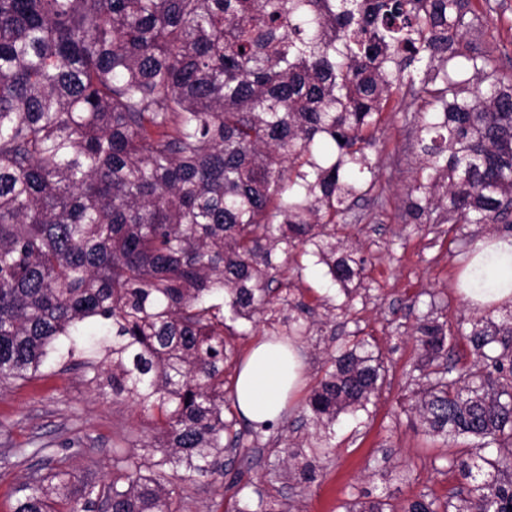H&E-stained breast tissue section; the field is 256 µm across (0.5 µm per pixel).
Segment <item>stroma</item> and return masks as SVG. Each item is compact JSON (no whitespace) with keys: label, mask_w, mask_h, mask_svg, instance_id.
I'll return each mask as SVG.
<instances>
[{"label":"stroma","mask_w":512,"mask_h":512,"mask_svg":"<svg viewBox=\"0 0 512 512\" xmlns=\"http://www.w3.org/2000/svg\"><path fill=\"white\" fill-rule=\"evenodd\" d=\"M490 22L477 46L491 54L501 72L512 74V0H471ZM421 101L395 104L383 113L370 157L381 189L360 201L341 235L364 258L361 285L344 299L330 284L326 268L296 256L278 274L288 303L277 305L271 319L234 322L235 357L224 365L234 377L237 360L261 336L283 335L291 321L302 330L293 337L303 355L305 386L313 388L328 368V358L346 337L367 339L383 354L386 383L368 411L341 415L331 448L321 454L313 481L306 482L273 452L272 433L246 436L248 456L234 457L225 476L193 486L183 512H205L212 501L262 493L282 512H345L346 502L364 494L394 508L426 494L446 500L462 483L449 470V446L422 429L408 396L422 373L415 329L432 315L448 330L481 316L459 290L474 244L502 225L426 224L407 213V191L418 163L416 143ZM92 350L78 345L75 357L42 367L41 377L0 388V424L9 426L14 443H60L80 439L67 450L65 465L75 487L112 479V448L150 437V417L127 401L98 396L82 363ZM404 469L403 479L382 480V463Z\"/></svg>","instance_id":"obj_1"}]
</instances>
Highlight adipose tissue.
I'll list each match as a JSON object with an SVG mask.
<instances>
[{
    "mask_svg": "<svg viewBox=\"0 0 512 512\" xmlns=\"http://www.w3.org/2000/svg\"><path fill=\"white\" fill-rule=\"evenodd\" d=\"M473 262L487 274L486 288H466L474 305L512 304V238L490 237L476 243ZM303 364L295 344L273 337L258 341L241 361L235 405L252 423L277 421L296 396Z\"/></svg>",
    "mask_w": 512,
    "mask_h": 512,
    "instance_id": "ef3b65f1",
    "label": "adipose tissue"
}]
</instances>
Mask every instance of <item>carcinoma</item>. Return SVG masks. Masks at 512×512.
<instances>
[{
  "mask_svg": "<svg viewBox=\"0 0 512 512\" xmlns=\"http://www.w3.org/2000/svg\"><path fill=\"white\" fill-rule=\"evenodd\" d=\"M487 16L470 0H0V386L40 373L90 320L98 394L131 400L154 434L112 452V481L73 494L48 444L14 512H181L188 484L224 475L244 433L224 419L228 322L274 312L296 250L344 294L363 262L336 219L371 193L366 150L393 90L421 98V174L408 211L435 224H512V74L464 52ZM425 67L415 81L411 70ZM415 409L457 447L466 483L402 512H512V313L462 334L477 356L442 366L425 321ZM307 399L319 445L368 410L381 352L346 339ZM310 478L316 458L277 449ZM346 512H389L381 499ZM207 512H276L232 496Z\"/></svg>",
  "mask_w": 512,
  "mask_h": 512,
  "instance_id": "carcinoma-1",
  "label": "carcinoma"
}]
</instances>
